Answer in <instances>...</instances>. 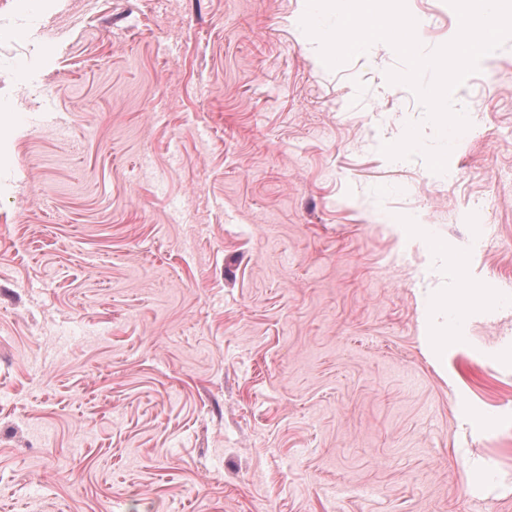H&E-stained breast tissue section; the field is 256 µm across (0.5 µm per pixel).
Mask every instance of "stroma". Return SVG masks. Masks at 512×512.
Here are the masks:
<instances>
[{
	"label": "stroma",
	"instance_id": "stroma-1",
	"mask_svg": "<svg viewBox=\"0 0 512 512\" xmlns=\"http://www.w3.org/2000/svg\"><path fill=\"white\" fill-rule=\"evenodd\" d=\"M305 11L0 0V512H512V38L436 174ZM435 288L484 291L438 366Z\"/></svg>",
	"mask_w": 512,
	"mask_h": 512
}]
</instances>
